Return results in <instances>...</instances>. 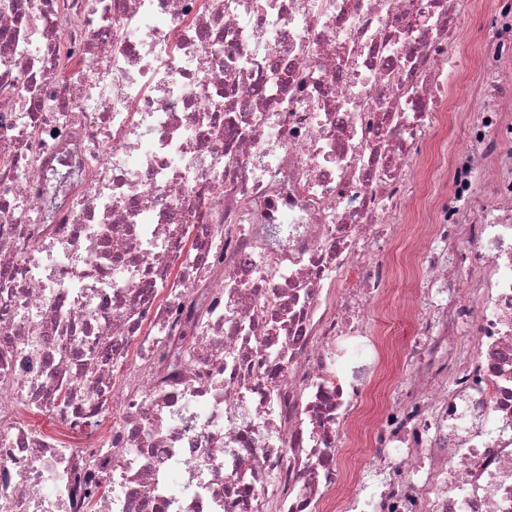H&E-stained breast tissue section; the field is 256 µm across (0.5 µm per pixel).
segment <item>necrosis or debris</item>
I'll return each instance as SVG.
<instances>
[{"label":"necrosis or debris","instance_id":"1","mask_svg":"<svg viewBox=\"0 0 512 512\" xmlns=\"http://www.w3.org/2000/svg\"><path fill=\"white\" fill-rule=\"evenodd\" d=\"M462 4L0 0V512H512V0L452 113Z\"/></svg>","mask_w":512,"mask_h":512}]
</instances>
